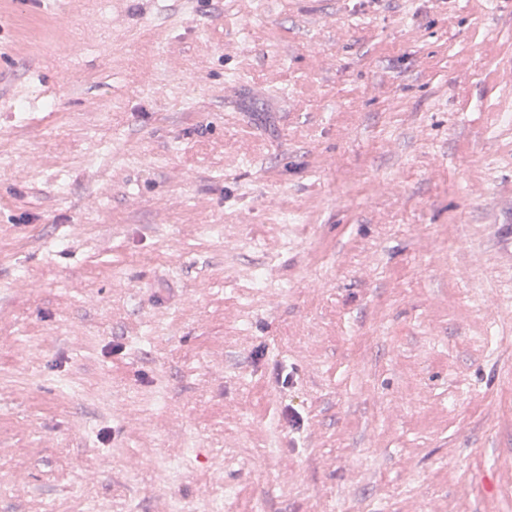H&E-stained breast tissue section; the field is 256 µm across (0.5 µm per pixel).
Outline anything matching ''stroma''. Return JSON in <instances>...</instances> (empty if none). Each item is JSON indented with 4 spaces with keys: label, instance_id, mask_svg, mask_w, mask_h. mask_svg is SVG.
I'll use <instances>...</instances> for the list:
<instances>
[{
    "label": "stroma",
    "instance_id": "35a3bbf8",
    "mask_svg": "<svg viewBox=\"0 0 512 512\" xmlns=\"http://www.w3.org/2000/svg\"><path fill=\"white\" fill-rule=\"evenodd\" d=\"M511 71L512 0H0V512H512Z\"/></svg>",
    "mask_w": 512,
    "mask_h": 512
}]
</instances>
